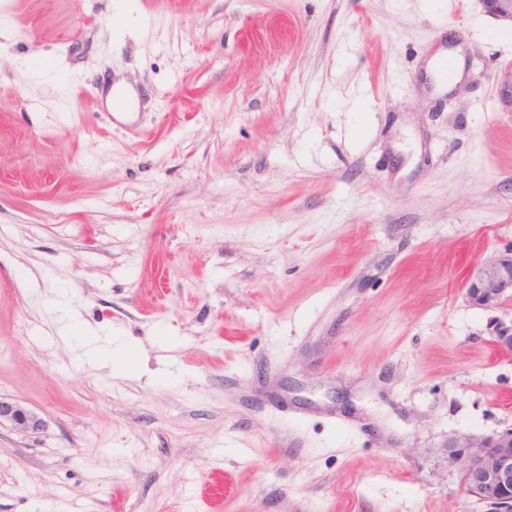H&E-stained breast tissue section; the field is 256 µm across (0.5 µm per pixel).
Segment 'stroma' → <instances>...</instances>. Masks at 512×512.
I'll return each instance as SVG.
<instances>
[{
    "label": "stroma",
    "mask_w": 512,
    "mask_h": 512,
    "mask_svg": "<svg viewBox=\"0 0 512 512\" xmlns=\"http://www.w3.org/2000/svg\"><path fill=\"white\" fill-rule=\"evenodd\" d=\"M510 68L478 0H0V512H488ZM464 295L470 306L492 310L512 300V245L467 273ZM10 422L16 428L36 433L44 428V420L33 410L23 404L0 397V424ZM448 458L458 466L465 495L493 512H512V427L454 439L448 442Z\"/></svg>",
    "instance_id": "35a3bbf8"
}]
</instances>
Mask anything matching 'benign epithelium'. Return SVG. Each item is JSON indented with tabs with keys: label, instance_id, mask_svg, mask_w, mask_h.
I'll return each mask as SVG.
<instances>
[{
	"label": "benign epithelium",
	"instance_id": "benign-epithelium-1",
	"mask_svg": "<svg viewBox=\"0 0 512 512\" xmlns=\"http://www.w3.org/2000/svg\"><path fill=\"white\" fill-rule=\"evenodd\" d=\"M485 11L512 22V0H480ZM499 100L512 112V71L500 83ZM464 295L470 306L492 310L512 300V245L493 259L475 264L467 273ZM494 344L512 352V319L500 320L493 329ZM36 433L44 420L23 404L0 397V422ZM448 458L458 466L465 495L492 507L512 512V427L485 437L467 436L448 442Z\"/></svg>",
	"mask_w": 512,
	"mask_h": 512
}]
</instances>
